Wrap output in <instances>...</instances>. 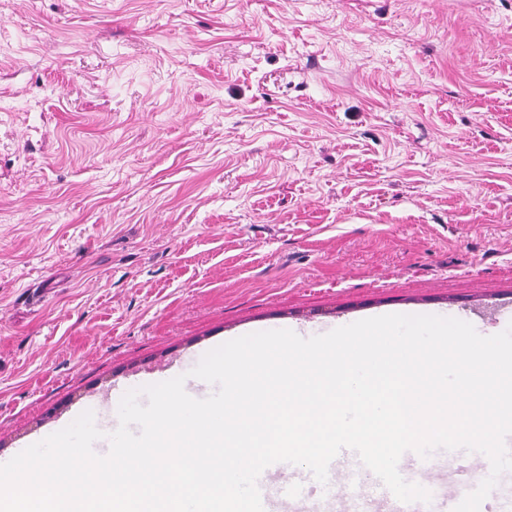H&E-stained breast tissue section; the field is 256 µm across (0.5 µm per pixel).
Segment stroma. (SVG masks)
Returning a JSON list of instances; mask_svg holds the SVG:
<instances>
[{
  "label": "stroma",
  "instance_id": "35a3bbf8",
  "mask_svg": "<svg viewBox=\"0 0 512 512\" xmlns=\"http://www.w3.org/2000/svg\"><path fill=\"white\" fill-rule=\"evenodd\" d=\"M387 314L512 325V0H0V464Z\"/></svg>",
  "mask_w": 512,
  "mask_h": 512
}]
</instances>
